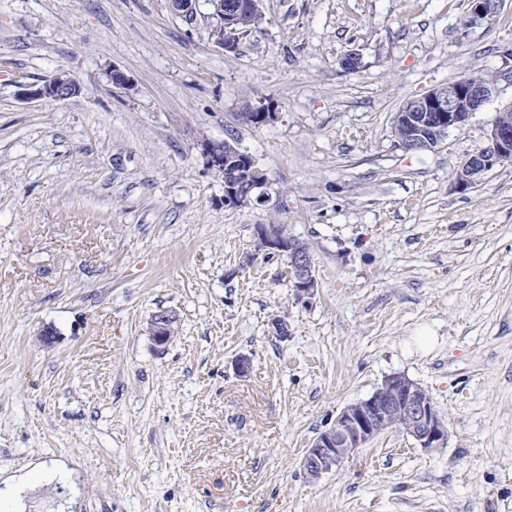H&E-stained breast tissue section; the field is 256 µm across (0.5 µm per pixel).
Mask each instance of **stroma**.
I'll list each match as a JSON object with an SVG mask.
<instances>
[{"mask_svg":"<svg viewBox=\"0 0 512 512\" xmlns=\"http://www.w3.org/2000/svg\"><path fill=\"white\" fill-rule=\"evenodd\" d=\"M470 10L263 0L227 51L210 0H0V479L55 473L26 512H512V161L455 187L512 105V0ZM476 69L491 101L402 149L397 108ZM60 71L78 98L21 99ZM261 100L274 120L242 121ZM205 139L252 155L268 202L226 207ZM268 224L309 249L310 303ZM393 374L446 447L393 429L307 480L313 440ZM178 317L171 311H160L153 315L150 321L149 333L156 346L166 345L173 337Z\"/></svg>","mask_w":512,"mask_h":512,"instance_id":"obj_1","label":"stroma"}]
</instances>
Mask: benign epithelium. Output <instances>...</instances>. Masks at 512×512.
Returning <instances> with one entry per match:
<instances>
[{"label": "benign epithelium", "mask_w": 512, "mask_h": 512, "mask_svg": "<svg viewBox=\"0 0 512 512\" xmlns=\"http://www.w3.org/2000/svg\"><path fill=\"white\" fill-rule=\"evenodd\" d=\"M474 20L490 21L498 12L500 0H470ZM215 8L211 37L228 51L237 48L235 33L252 25L251 12L244 0L226 3L212 0ZM497 91V83L484 82L474 73L408 100L394 113L393 129L400 130L398 145L406 151L422 152L440 148L448 133L462 127ZM81 94L80 84L70 73L59 71L40 84L24 86L25 100L51 98L70 100ZM275 116L272 105L262 103L241 114L244 122L261 125ZM201 153L208 169L224 178V206L246 208L266 201L263 188L267 177L236 143L204 140ZM512 160V124L495 118L488 134V145L469 154L460 167L456 186L466 191L494 166ZM260 245L271 253L288 255L292 288L297 299L308 303L317 291L313 260L307 249L289 237L283 228L270 224L261 228ZM178 317L160 311L150 321L149 333L162 347L173 337ZM393 427L403 429L423 449L432 451L447 444L448 430L430 395L403 375L388 376L369 398L345 407L329 429L317 436L301 461L306 478L317 480L339 467L359 448Z\"/></svg>", "instance_id": "7a95c632"}]
</instances>
